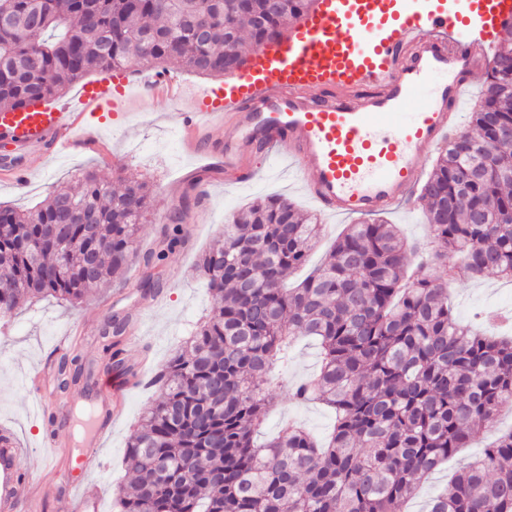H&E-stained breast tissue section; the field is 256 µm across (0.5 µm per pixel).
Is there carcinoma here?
Returning a JSON list of instances; mask_svg holds the SVG:
<instances>
[{"mask_svg": "<svg viewBox=\"0 0 512 512\" xmlns=\"http://www.w3.org/2000/svg\"><path fill=\"white\" fill-rule=\"evenodd\" d=\"M316 0H0V112L60 96L93 71L176 62L202 76L233 74L255 43L282 40ZM472 131L454 138L420 187L433 245L408 244L393 224H351L330 259L295 288L321 235L288 198L257 199L197 262L211 308L178 354L156 370L159 402L128 445L130 491L120 512H400L418 483L512 408V338L460 324L447 289L422 274L512 277V24L495 51ZM151 208L132 180L95 172L35 210L0 206V316L34 299L77 304L128 266ZM177 215L144 258L141 287L185 243ZM320 342V367L289 388L336 415L318 442L290 424L264 443L267 376L288 366L292 338ZM58 388L83 373L58 359ZM428 512H512V431L466 463Z\"/></svg>", "mask_w": 512, "mask_h": 512, "instance_id": "obj_1", "label": "carcinoma"}]
</instances>
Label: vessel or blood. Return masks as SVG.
I'll list each match as a JSON object with an SVG mask.
<instances>
[{
	"mask_svg": "<svg viewBox=\"0 0 512 512\" xmlns=\"http://www.w3.org/2000/svg\"><path fill=\"white\" fill-rule=\"evenodd\" d=\"M510 22L512 0H319L249 69L190 96L174 85L163 92L192 106L178 115L188 152L222 158L231 170L255 152L281 149L323 213H388L414 199L427 158L460 134L469 77L493 66L491 49ZM79 102L75 112L49 101L33 112H0V148L19 157L4 167L9 182L26 183L28 160L41 147H94L75 129L115 109L111 79L85 84ZM228 112L235 124L217 138ZM108 386L112 397L93 404L75 469L95 457L128 381L118 374ZM28 454L1 425L0 512H19ZM55 509L98 512V495L66 480Z\"/></svg>",
	"mask_w": 512,
	"mask_h": 512,
	"instance_id": "vessel-or-blood-1",
	"label": "vessel or blood"
}]
</instances>
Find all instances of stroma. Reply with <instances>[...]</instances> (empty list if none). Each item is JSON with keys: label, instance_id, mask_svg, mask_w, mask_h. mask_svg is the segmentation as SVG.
<instances>
[{"label": "stroma", "instance_id": "35a3bbf8", "mask_svg": "<svg viewBox=\"0 0 512 512\" xmlns=\"http://www.w3.org/2000/svg\"><path fill=\"white\" fill-rule=\"evenodd\" d=\"M162 73L186 90L215 83L214 78L174 64L136 65L113 72V79H127L133 90L118 114L104 121L90 118L86 133L100 141V149L49 155L36 164L27 183L20 188L0 180V204L22 210L42 203L51 192L74 184L86 170L95 171L116 185L135 178L153 188L151 212L135 243L136 259L122 276L96 290L78 307L49 297L0 318V424L11 425L31 448L24 463L31 485L24 512H55L58 476L67 460L81 452L75 438L83 419L77 408L81 387L53 391L50 405L44 406L28 392L27 376L63 349L80 357L89 378L88 388L99 390L106 381L104 369L109 362L103 349L104 332L116 315L124 317L128 328L134 329L140 338L134 347L127 337L119 339L126 372L153 376L159 364L184 347L194 323L209 306L207 285L195 268L200 254L220 237L226 217L258 198L274 195L290 198L304 212L316 211L282 158L257 153L243 170L228 173L220 165L188 154L174 120L175 113L184 111V104L142 90L146 82ZM174 213L182 216L186 242L166 253L159 266L163 282L159 302L145 313L139 308L143 293L138 286L144 271L143 258L158 251L166 227L164 218ZM426 274L432 280L446 283L454 312L463 322H472L482 310L512 314V280L493 274L453 280L446 268L438 265L429 267ZM64 334L69 342L62 348L58 338ZM317 367L315 341L304 336L294 338L287 369H274L266 383L275 407L260 430L259 440L272 438L290 420L302 423L316 436L328 433L333 424L332 413L318 403L292 402L285 387L286 382L308 378ZM160 396L159 388L143 384L133 387L98 450L97 462L86 466L84 478L96 486L101 512H117L115 498L120 487L130 481L125 466L128 441L147 408ZM53 416L67 418L68 424L58 429L56 447L47 449L42 445L41 432L45 419ZM509 429L512 412L507 410L501 413L494 429L483 432L478 440L423 481L415 495L404 503V512H423L428 498L448 486L460 462L479 455L498 432Z\"/></svg>", "mask_w": 512, "mask_h": 512}]
</instances>
